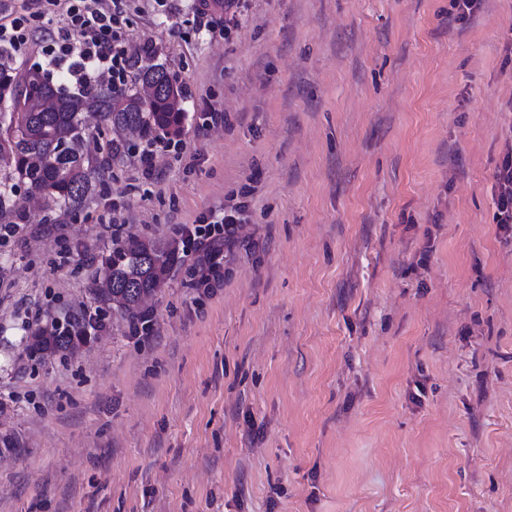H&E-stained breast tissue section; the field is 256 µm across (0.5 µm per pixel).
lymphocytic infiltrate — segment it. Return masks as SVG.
I'll return each instance as SVG.
<instances>
[{
    "mask_svg": "<svg viewBox=\"0 0 512 512\" xmlns=\"http://www.w3.org/2000/svg\"><path fill=\"white\" fill-rule=\"evenodd\" d=\"M121 16L120 9L102 7L99 0H16L13 8L0 11V52L19 55L37 38L49 65L76 84L87 86L108 76L120 87L133 66L122 46ZM244 211L241 205L223 213L212 210L184 225L183 254L210 252L230 238L235 225L243 223Z\"/></svg>",
    "mask_w": 512,
    "mask_h": 512,
    "instance_id": "obj_1",
    "label": "lymphocytic infiltrate"
}]
</instances>
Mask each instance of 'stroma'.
Returning a JSON list of instances; mask_svg holds the SVG:
<instances>
[{"label":"stroma","mask_w":512,"mask_h":512,"mask_svg":"<svg viewBox=\"0 0 512 512\" xmlns=\"http://www.w3.org/2000/svg\"><path fill=\"white\" fill-rule=\"evenodd\" d=\"M123 0L136 68L179 79L76 209L11 195L0 241V512H512V0ZM154 54H143L144 46ZM245 203L223 278L174 265L149 337L99 308L115 240L178 246ZM104 330L29 357L81 309ZM171 142V140H165L164 137L159 138L156 136L145 142L140 155L141 174L144 179H154L156 172L154 158L157 151L169 147ZM494 220L503 229L512 224V149L503 157L494 174Z\"/></svg>","instance_id":"stroma-1"}]
</instances>
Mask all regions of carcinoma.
Returning a JSON list of instances; mask_svg holds the SVG:
<instances>
[{
  "label": "carcinoma",
  "mask_w": 512,
  "mask_h": 512,
  "mask_svg": "<svg viewBox=\"0 0 512 512\" xmlns=\"http://www.w3.org/2000/svg\"><path fill=\"white\" fill-rule=\"evenodd\" d=\"M181 85L167 70L147 66L134 82L121 88L99 84L78 92L49 73L31 68L16 71L8 57H0V160L6 172L0 181V213L9 193L20 185L32 199L66 208L81 205L104 183L101 166L84 152L85 113L99 114L115 131L126 129L176 136L184 112ZM174 250L150 240H131L112 251L98 273L97 302L116 301L135 320L142 299L167 280ZM86 314L69 317L66 329L57 326L35 336L32 355L43 357L87 341Z\"/></svg>",
  "instance_id": "carcinoma-1"
}]
</instances>
